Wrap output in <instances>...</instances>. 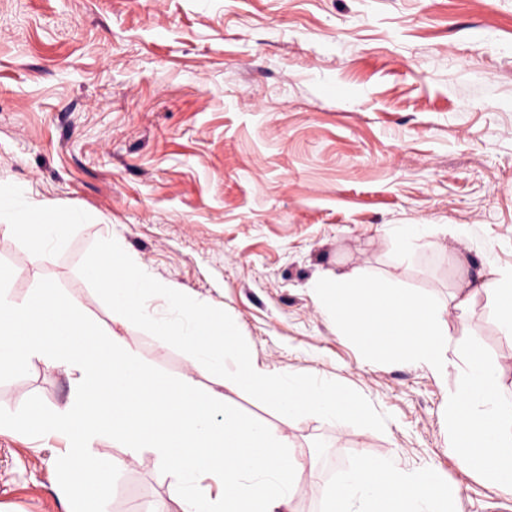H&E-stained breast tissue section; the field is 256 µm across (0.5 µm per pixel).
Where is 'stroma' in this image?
<instances>
[{
    "label": "stroma",
    "mask_w": 512,
    "mask_h": 512,
    "mask_svg": "<svg viewBox=\"0 0 512 512\" xmlns=\"http://www.w3.org/2000/svg\"><path fill=\"white\" fill-rule=\"evenodd\" d=\"M89 221L53 253L0 236L9 287L56 281L96 323L173 376L274 432L303 464L289 505L326 512L337 474L388 459L458 488L461 512H512L451 453L448 392L463 358L504 366L512 337L487 289L512 270V0H0V185ZM422 224L399 263L400 226ZM224 309L268 373L343 383L389 420L377 432L278 413L111 310L79 275L100 239ZM360 272L443 310L447 377L370 354L315 301L318 277ZM478 283L467 311L456 294ZM72 395L33 360L0 407ZM68 438L0 435V512H66L56 461ZM122 468L108 512H181L153 449L100 438Z\"/></svg>",
    "instance_id": "1"
}]
</instances>
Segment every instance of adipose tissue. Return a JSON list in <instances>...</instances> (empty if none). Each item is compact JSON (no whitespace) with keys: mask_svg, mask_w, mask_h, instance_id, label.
I'll list each match as a JSON object with an SVG mask.
<instances>
[{"mask_svg":"<svg viewBox=\"0 0 512 512\" xmlns=\"http://www.w3.org/2000/svg\"><path fill=\"white\" fill-rule=\"evenodd\" d=\"M86 220L49 203L27 204L17 189L0 188V235L23 239L34 254L51 251L66 228ZM312 289L337 328L370 353L406 355L447 374L445 322L434 303L358 272L317 280ZM503 374V367L472 353L461 382L448 394V411L458 465L511 495L512 398L503 392ZM329 512H461V506L457 488L404 472L387 459H366L338 474Z\"/></svg>","mask_w":512,"mask_h":512,"instance_id":"1","label":"adipose tissue"}]
</instances>
